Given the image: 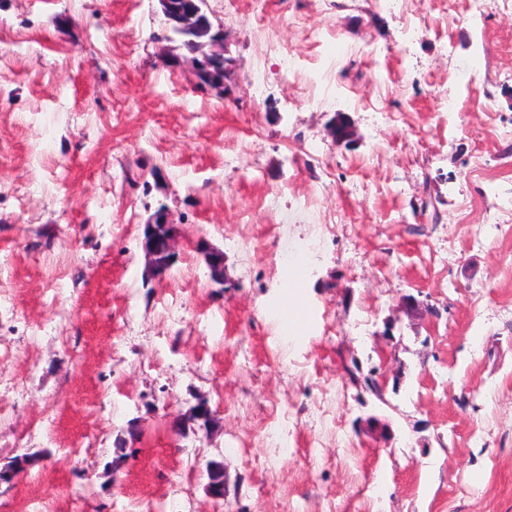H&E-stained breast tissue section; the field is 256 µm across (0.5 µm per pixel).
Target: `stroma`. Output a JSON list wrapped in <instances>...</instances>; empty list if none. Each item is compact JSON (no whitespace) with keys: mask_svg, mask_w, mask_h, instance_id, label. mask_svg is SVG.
Segmentation results:
<instances>
[{"mask_svg":"<svg viewBox=\"0 0 512 512\" xmlns=\"http://www.w3.org/2000/svg\"><path fill=\"white\" fill-rule=\"evenodd\" d=\"M491 2L206 0L221 97L163 65L158 0H0V467L24 462L0 512H512V0ZM338 112L356 141L328 136ZM162 207L182 246L151 280ZM200 398L218 426L177 434ZM204 257L205 265L208 270V280L212 288L224 290L225 270L224 253L218 249L200 246Z\"/></svg>","mask_w":512,"mask_h":512,"instance_id":"1","label":"stroma"}]
</instances>
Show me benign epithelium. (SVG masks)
I'll use <instances>...</instances> for the list:
<instances>
[{
	"label": "benign epithelium",
	"mask_w": 512,
	"mask_h": 512,
	"mask_svg": "<svg viewBox=\"0 0 512 512\" xmlns=\"http://www.w3.org/2000/svg\"><path fill=\"white\" fill-rule=\"evenodd\" d=\"M169 31L185 38L188 47L181 54L167 50L164 64L172 68L187 67L194 77L195 87L201 91H224L226 75L232 69L233 59L226 56L224 27L199 20L200 11L185 12L173 8L170 0H159ZM330 134L337 142H349L355 130L351 120L340 114L331 120ZM143 247L147 266L155 279L163 278L174 263L181 243L178 225L168 211L158 209L144 225ZM208 270V280L214 288H224V253L218 249L200 247ZM217 422L208 401L200 399L186 412L179 414L175 423L181 428L207 429Z\"/></svg>",
	"instance_id": "1"
}]
</instances>
